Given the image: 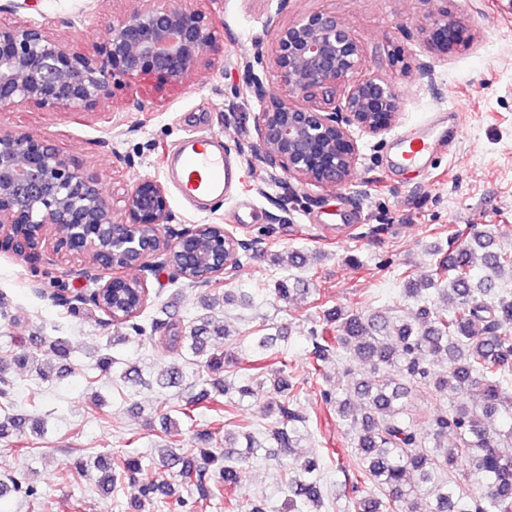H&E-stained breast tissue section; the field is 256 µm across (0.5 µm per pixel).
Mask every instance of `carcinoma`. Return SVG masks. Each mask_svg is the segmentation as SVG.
<instances>
[{"mask_svg": "<svg viewBox=\"0 0 512 512\" xmlns=\"http://www.w3.org/2000/svg\"><path fill=\"white\" fill-rule=\"evenodd\" d=\"M216 247V238L206 231L192 249L198 259L209 260ZM403 280V297L418 306L414 320L404 322L380 312L363 315L339 307L325 314L326 322L336 325V335L314 332L311 336L317 360L355 359L368 366L355 380L353 394L324 392L325 399L336 404V415L355 430L362 482L381 490L376 498L354 499L352 509L415 512L422 503L424 512H512V454L503 452L504 445L512 444V426H493L497 413H512V289L503 287L505 281H512V250L502 249L490 229H482L466 235L428 276L418 280L407 274ZM132 284L134 280H128L121 290L122 299L112 297V312L117 316L112 325L140 332ZM308 292L300 280L274 288L284 302ZM218 299L231 304L235 296L225 293L208 299L203 304L205 313L185 330L170 312L153 323L154 329L166 331L164 346L169 352L186 350L210 374V388L200 389L180 409L187 418L191 408L216 402L220 396L257 395L250 382L224 378V368L233 364V358L212 346V340L224 337L225 330L213 325L208 315ZM278 340L272 335L254 336L253 351L263 357ZM438 357L447 363L441 373L431 369ZM184 381V365L178 358L155 379L162 389L177 388ZM289 386L283 371H278L271 387L273 422L265 437L277 452L292 455L308 419L299 410L296 396L288 393ZM417 387L451 391L457 401L419 427L405 417L406 401ZM242 439L243 449L239 447ZM260 447L252 432H226L224 452L199 450L204 467L196 466L182 450L168 453L161 466L195 490V510L206 512L215 497L209 473L217 475L224 488H233L239 480L234 461L244 460ZM322 466L315 454L288 472L289 512H320L325 497ZM97 468L103 473L98 480L101 489L111 490L123 477L137 489L138 504L157 495L179 507L186 505L170 483L142 482L144 467L135 455H104Z\"/></svg>", "mask_w": 512, "mask_h": 512, "instance_id": "1", "label": "carcinoma"}]
</instances>
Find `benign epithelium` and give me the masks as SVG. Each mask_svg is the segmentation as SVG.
Returning <instances> with one entry per match:
<instances>
[{"mask_svg":"<svg viewBox=\"0 0 512 512\" xmlns=\"http://www.w3.org/2000/svg\"><path fill=\"white\" fill-rule=\"evenodd\" d=\"M273 31L272 60L266 61L259 48L248 66V86L258 103V142L251 152L273 180L346 184L358 157L351 127L373 135L389 130L398 114L396 93L375 76L352 79L361 60L360 40L336 16L312 13ZM423 33L439 56L472 40L443 8L427 14ZM223 55L224 34L215 16L184 7L181 0H142L130 14H113L92 53L46 22L0 21V111H91L110 98L118 80L155 78L184 86ZM173 221L159 181L126 184L116 201L45 139L0 130V251L33 260L52 228L69 224L71 233L56 241V250L79 259L74 273L97 284L88 295L60 294L57 302L110 314L101 297L126 285L122 269L112 265L117 251L136 258L144 303L147 274L170 267L175 254L186 256L200 285L237 278L235 258L217 254L201 264L185 251L202 225L161 231ZM214 228L227 237L231 253L252 249L254 240L238 238L221 224Z\"/></svg>","mask_w":512,"mask_h":512,"instance_id":"1","label":"benign epithelium"}]
</instances>
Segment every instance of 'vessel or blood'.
Instances as JSON below:
<instances>
[{"label": "vessel or blood", "mask_w": 512, "mask_h": 512, "mask_svg": "<svg viewBox=\"0 0 512 512\" xmlns=\"http://www.w3.org/2000/svg\"><path fill=\"white\" fill-rule=\"evenodd\" d=\"M400 138L405 145L403 164L415 166L433 151L436 128L431 124L408 128ZM162 164L179 197L198 210L236 191L241 181L239 163L229 146L204 131L190 133L166 150Z\"/></svg>", "instance_id": "1"}]
</instances>
